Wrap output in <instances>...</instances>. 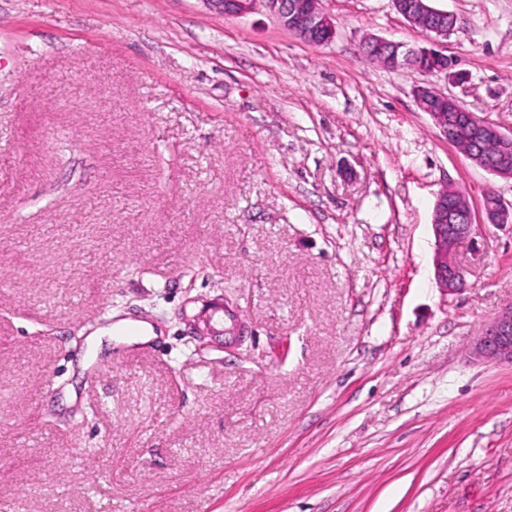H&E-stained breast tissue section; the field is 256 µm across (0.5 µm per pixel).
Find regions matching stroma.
<instances>
[{
	"label": "stroma",
	"mask_w": 512,
	"mask_h": 512,
	"mask_svg": "<svg viewBox=\"0 0 512 512\" xmlns=\"http://www.w3.org/2000/svg\"><path fill=\"white\" fill-rule=\"evenodd\" d=\"M457 83L391 0H0V512H512V224L442 293L452 188L512 180L441 137L430 86L512 132V0H431ZM157 337L96 358L113 314ZM218 5L225 16L239 17L248 14L256 2H263L276 15L282 25L299 39L315 43L323 35L324 43L333 40L336 26L322 12L317 0H207ZM453 29L448 30L446 22L443 25L432 28V34L427 36L428 45L418 48L404 49L402 43L379 36H369L363 42L371 52L376 51L378 53V61L389 68H400V66L406 64L418 68L421 63L420 61L424 58L444 55L441 48H439L438 38L448 37V33L453 31ZM400 57L404 60L400 61ZM470 353L476 360L512 364V304L473 336Z\"/></svg>",
	"instance_id": "1"
}]
</instances>
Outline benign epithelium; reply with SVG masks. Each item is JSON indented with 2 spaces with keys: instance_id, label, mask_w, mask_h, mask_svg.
<instances>
[{
  "instance_id": "benign-epithelium-1",
  "label": "benign epithelium",
  "mask_w": 512,
  "mask_h": 512,
  "mask_svg": "<svg viewBox=\"0 0 512 512\" xmlns=\"http://www.w3.org/2000/svg\"><path fill=\"white\" fill-rule=\"evenodd\" d=\"M261 1L276 15L282 25L299 39L316 42L324 36V42L333 40L336 26L333 20L319 8L318 0H211L226 16L239 17L248 14L256 2ZM430 0H392L395 10L408 23L415 24L419 14L448 18L450 12L429 5ZM448 26L432 28L427 36L428 45L404 48L400 42L384 37L370 36L364 40L368 49L378 53L381 63L389 68L402 65L419 66L424 58L443 55L438 39L448 37ZM442 93L428 87L416 91V102L426 112L440 134L448 139L450 124L465 130L466 142H476L481 149L473 152L463 146L461 150L475 164L503 179H512V133L503 132L499 126L479 118L466 110L457 100H452L453 113L437 112L429 101ZM483 208L490 224H512V204H506L493 190L483 194ZM432 232L435 238L434 274L438 287L446 294H454L466 288L465 271L455 257L456 247L474 238L478 231L472 206L465 197L448 204V192H441L432 214ZM470 353L476 360L512 364V304L486 323L470 341Z\"/></svg>"
}]
</instances>
